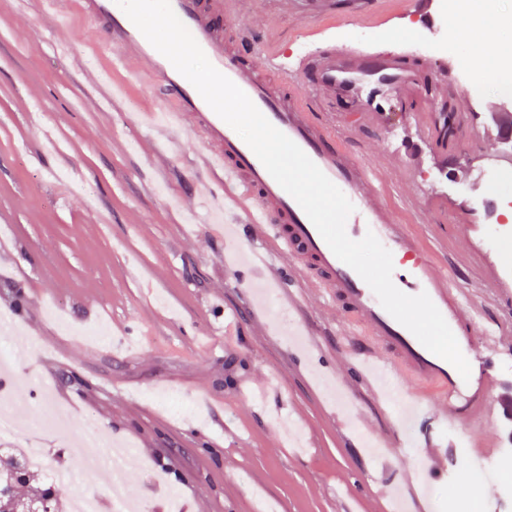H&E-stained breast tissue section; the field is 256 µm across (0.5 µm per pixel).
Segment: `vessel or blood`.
<instances>
[{
  "instance_id": "b4317fda",
  "label": "vessel or blood",
  "mask_w": 512,
  "mask_h": 512,
  "mask_svg": "<svg viewBox=\"0 0 512 512\" xmlns=\"http://www.w3.org/2000/svg\"><path fill=\"white\" fill-rule=\"evenodd\" d=\"M171 7L195 38L210 63L251 99L277 129L293 140L336 184L355 207L346 222L351 239L374 233L395 261L392 279L406 294L427 293L455 335L467 360L477 349L499 344L502 327L490 321L482 305L463 288L454 287L447 272L432 257L422 239L402 224L389 197L384 175L352 152L327 124L313 120L308 102L296 94L293 82L278 73L269 40L248 42L242 32L223 31L220 21L245 8V0H170ZM276 10L300 18L321 19L334 14V0H272ZM75 8L96 35L98 51L113 69L142 72L159 90L168 119L153 128V135L170 151L181 148V135L194 128L205 135L210 151L202 159L216 180L193 183L195 194L222 201L232 223L245 224L249 232L237 250L246 260L226 264L227 287L246 290L271 284L284 291L289 305L312 287L334 300L357 326L361 345L353 351V389L372 387L376 372L387 370L428 387L429 403L420 395L405 394L413 414L426 421L476 422L488 409L486 373L472 369L462 378L446 360L427 350L380 304L371 288L328 247L296 200L268 173L238 133L205 102L196 88L156 50L131 22L115 0H76ZM422 61L420 68L396 58L370 59L348 55L336 46H324L304 69L310 87L318 92L353 91L370 82L412 87L420 70H433ZM429 113L424 129L436 143L446 144V116L437 101H422ZM420 467L417 481L425 487L447 480L445 454L431 430L419 433Z\"/></svg>"
}]
</instances>
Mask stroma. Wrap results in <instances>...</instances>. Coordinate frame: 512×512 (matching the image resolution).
I'll list each match as a JSON object with an SVG mask.
<instances>
[{
    "instance_id": "35a3bbf8",
    "label": "stroma",
    "mask_w": 512,
    "mask_h": 512,
    "mask_svg": "<svg viewBox=\"0 0 512 512\" xmlns=\"http://www.w3.org/2000/svg\"><path fill=\"white\" fill-rule=\"evenodd\" d=\"M347 10L348 0H336L335 16L310 24L250 10L232 24L253 37L275 29L279 62L295 73L312 117L386 168L404 222L433 237L453 284L503 325V343L485 361L489 409L447 438L448 470L460 474L469 455L512 457V422L499 405L512 397V256L488 243L494 205L472 189L485 169L473 138L492 137L489 112L512 113V97L489 76L461 71L463 41L442 0H426L430 20L411 31L404 24L419 10L407 0H374L361 17ZM83 30L79 16L52 29L0 0V312H17L36 347L20 374L30 396L19 417L57 405L65 420L45 447L29 428L16 433L13 447L40 449L48 464L31 484L51 467L78 470L73 439L109 432L130 447L124 475L143 512H166L168 485L187 512H418L428 501L436 512H512V484L472 495L442 482L425 498L401 479L392 449L376 456L343 445L345 425L374 440L387 434L395 406L361 391L338 425L319 379L291 366L287 331L310 325L330 373L349 368L352 324L315 290L295 307L269 297L267 328L225 324L243 297L225 286L224 227L192 194L207 142L186 131L181 152L166 153L150 135L157 88L135 71L112 76ZM327 43L445 69L444 110L457 111L464 94L471 107L451 154L436 150L399 88L313 95L301 60ZM116 83L125 87L119 98ZM130 264L138 279L127 277Z\"/></svg>"
}]
</instances>
